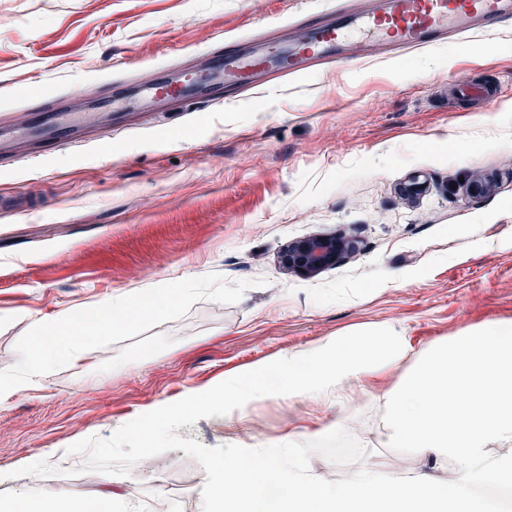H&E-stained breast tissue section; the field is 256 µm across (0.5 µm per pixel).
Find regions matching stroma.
<instances>
[{"mask_svg": "<svg viewBox=\"0 0 512 512\" xmlns=\"http://www.w3.org/2000/svg\"><path fill=\"white\" fill-rule=\"evenodd\" d=\"M361 2L0 0V122L85 85L129 102L138 65L196 68L244 36L287 48L326 10ZM459 75L496 87V106L452 92ZM452 136L472 149L449 151ZM415 176L425 188L410 198L402 189ZM476 179L491 193L469 196ZM0 193L19 202L0 212V372L18 386L0 404V510L27 488L82 501L109 491L110 512H203L208 458L282 448L336 422L351 456L316 443L312 468L331 481L386 468L372 405L274 398L232 421L217 408L174 420L163 452L148 455L135 424L254 362L372 324L410 346L362 381L380 394L430 347L512 320V20L393 55L378 47L185 114L143 113L97 141L0 164ZM316 234L357 249L312 277L289 271L285 248ZM165 278L184 286L165 316L40 380L21 370L35 321L144 295ZM88 461L100 477L76 486L71 472Z\"/></svg>", "mask_w": 512, "mask_h": 512, "instance_id": "1", "label": "stroma"}]
</instances>
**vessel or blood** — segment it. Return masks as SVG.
Segmentation results:
<instances>
[{
  "instance_id": "1",
  "label": "vessel or blood",
  "mask_w": 512,
  "mask_h": 512,
  "mask_svg": "<svg viewBox=\"0 0 512 512\" xmlns=\"http://www.w3.org/2000/svg\"><path fill=\"white\" fill-rule=\"evenodd\" d=\"M512 18V0H383L372 9H355L335 22L311 25L306 39L294 51L282 54L276 47L249 55L216 50L207 71L186 73L181 83L168 82L161 67H154L141 80L142 101L168 100L179 107L197 103L200 98L220 103L225 85L257 84L269 61H276L280 73L305 72L320 59L343 62L339 50L347 42L380 41L391 49L402 50L436 44L448 36H460L475 29L490 31ZM92 116L79 112L44 109L29 114L22 127L0 125V157L9 145L26 143L39 153L72 142L96 124L97 114H112L111 99L93 101Z\"/></svg>"
}]
</instances>
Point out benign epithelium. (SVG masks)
Instances as JSON below:
<instances>
[{
    "label": "benign epithelium",
    "mask_w": 512,
    "mask_h": 512,
    "mask_svg": "<svg viewBox=\"0 0 512 512\" xmlns=\"http://www.w3.org/2000/svg\"><path fill=\"white\" fill-rule=\"evenodd\" d=\"M354 248L353 242L336 235H312L291 243L282 261L292 270L313 276L347 259Z\"/></svg>",
    "instance_id": "obj_1"
}]
</instances>
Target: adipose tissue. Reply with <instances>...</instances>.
<instances>
[{
	"mask_svg": "<svg viewBox=\"0 0 512 512\" xmlns=\"http://www.w3.org/2000/svg\"><path fill=\"white\" fill-rule=\"evenodd\" d=\"M183 296L176 281L166 280L146 297L113 296L88 326L63 312L53 323L37 324L21 349L22 362L29 375H42L59 360H77L112 332L165 315ZM406 353L404 337L385 326L355 329L273 363L255 362L179 406L158 404L138 430L154 445L169 419L219 403L231 420L271 398L346 397ZM376 401L387 442L409 449L420 469L393 478L366 466L347 479L326 480L306 462L314 441L335 436L326 428L289 436L284 452L239 448L209 460L215 478L206 512H497L483 489L512 486V321L484 323L431 347L402 385Z\"/></svg>",
	"mask_w": 512,
	"mask_h": 512,
	"instance_id": "1",
	"label": "adipose tissue"
}]
</instances>
